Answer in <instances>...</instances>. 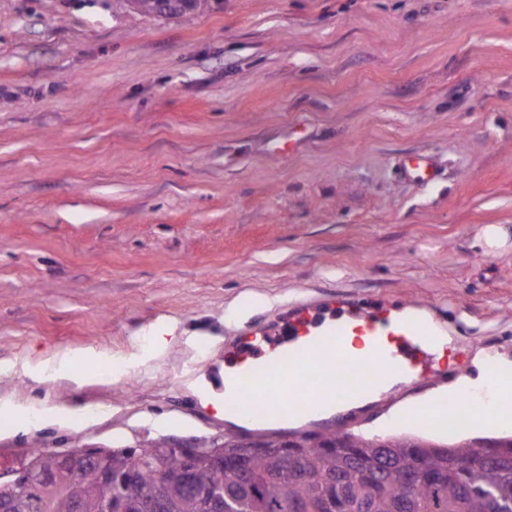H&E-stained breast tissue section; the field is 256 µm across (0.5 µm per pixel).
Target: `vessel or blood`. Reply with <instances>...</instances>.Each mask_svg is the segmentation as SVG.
<instances>
[{
    "mask_svg": "<svg viewBox=\"0 0 512 512\" xmlns=\"http://www.w3.org/2000/svg\"><path fill=\"white\" fill-rule=\"evenodd\" d=\"M403 175L417 183H428L437 176L431 158L413 153L402 162ZM290 320L287 336L277 328L248 330L239 336L236 366L224 377V397L218 413H231L247 391L261 384L265 395L254 398L252 424L260 425L289 414H309L322 404L348 398L354 391L381 383L391 370L406 363L401 345L409 337L430 336L434 326L426 320L397 319L393 309L380 308L375 317L362 314L339 320L316 322L311 304H299ZM394 322V339L383 338L377 323ZM368 337L371 356L354 352L361 337Z\"/></svg>",
    "mask_w": 512,
    "mask_h": 512,
    "instance_id": "b4317fda",
    "label": "vessel or blood"
}]
</instances>
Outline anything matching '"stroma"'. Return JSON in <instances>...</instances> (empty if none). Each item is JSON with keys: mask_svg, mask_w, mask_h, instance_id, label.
<instances>
[{"mask_svg": "<svg viewBox=\"0 0 512 512\" xmlns=\"http://www.w3.org/2000/svg\"><path fill=\"white\" fill-rule=\"evenodd\" d=\"M487 224L512 234V0H0V452L223 441L203 397L237 337L334 294L430 316L449 370L299 428L402 435L406 402L512 359ZM160 1L163 0H113L112 6L122 8L127 5L134 6L137 10L144 14L162 16V17H176L188 12H205L211 7V0H184L188 2V9L179 13L166 12L160 8ZM402 174L417 183H429L437 177V169L425 153H413L405 157L401 166Z\"/></svg>", "mask_w": 512, "mask_h": 512, "instance_id": "1", "label": "stroma"}]
</instances>
